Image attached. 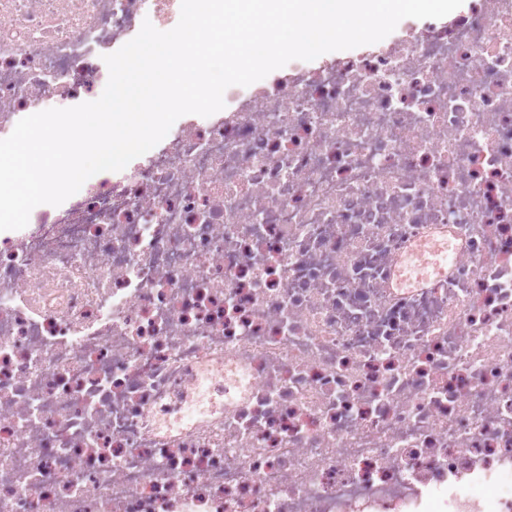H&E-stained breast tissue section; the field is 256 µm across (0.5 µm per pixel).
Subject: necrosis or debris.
I'll return each mask as SVG.
<instances>
[{
  "instance_id": "1",
  "label": "necrosis or debris",
  "mask_w": 512,
  "mask_h": 512,
  "mask_svg": "<svg viewBox=\"0 0 512 512\" xmlns=\"http://www.w3.org/2000/svg\"><path fill=\"white\" fill-rule=\"evenodd\" d=\"M181 0H0V134ZM0 231V512H512V0L274 73Z\"/></svg>"
}]
</instances>
